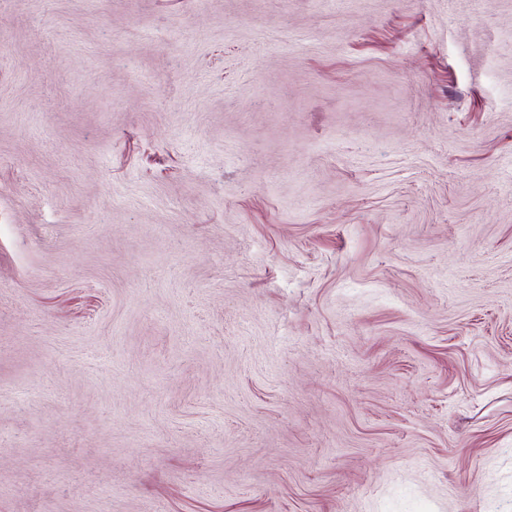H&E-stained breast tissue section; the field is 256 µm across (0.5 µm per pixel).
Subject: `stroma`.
Here are the masks:
<instances>
[{"mask_svg":"<svg viewBox=\"0 0 512 512\" xmlns=\"http://www.w3.org/2000/svg\"><path fill=\"white\" fill-rule=\"evenodd\" d=\"M0 512H512V0H0Z\"/></svg>","mask_w":512,"mask_h":512,"instance_id":"35a3bbf8","label":"stroma"}]
</instances>
